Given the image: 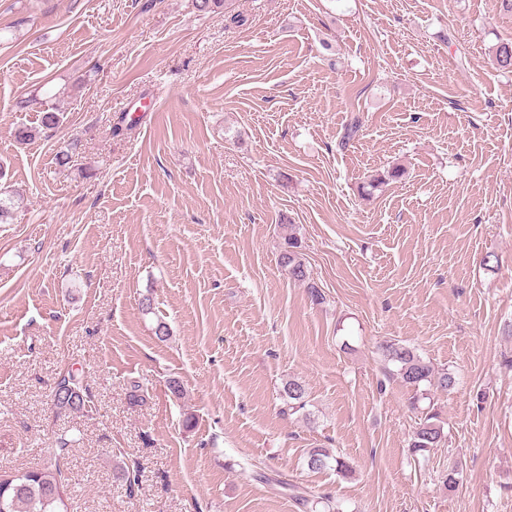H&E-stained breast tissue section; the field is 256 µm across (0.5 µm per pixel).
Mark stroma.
Listing matches in <instances>:
<instances>
[{
  "label": "stroma",
  "instance_id": "35a3bbf8",
  "mask_svg": "<svg viewBox=\"0 0 512 512\" xmlns=\"http://www.w3.org/2000/svg\"><path fill=\"white\" fill-rule=\"evenodd\" d=\"M235 7L229 28L195 0H0V188L23 201L0 224V471L66 437L70 512H305L297 487L339 512H512V73L492 62L512 13ZM149 97L114 138L113 116ZM52 106L59 128L19 143ZM290 232L322 304L278 265ZM383 340L454 388L411 408ZM69 369L91 410L55 407ZM291 378L307 388L294 414ZM426 410L444 439L414 455ZM312 448L353 476L309 470Z\"/></svg>",
  "mask_w": 512,
  "mask_h": 512
}]
</instances>
